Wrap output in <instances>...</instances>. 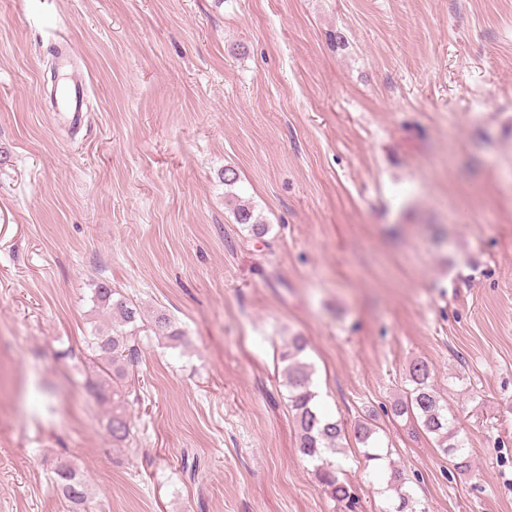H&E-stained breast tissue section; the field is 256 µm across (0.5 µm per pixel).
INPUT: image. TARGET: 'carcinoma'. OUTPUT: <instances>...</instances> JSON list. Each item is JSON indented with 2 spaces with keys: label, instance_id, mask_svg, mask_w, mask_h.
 <instances>
[{
  "label": "carcinoma",
  "instance_id": "obj_1",
  "mask_svg": "<svg viewBox=\"0 0 512 512\" xmlns=\"http://www.w3.org/2000/svg\"><path fill=\"white\" fill-rule=\"evenodd\" d=\"M235 219L237 223L249 226L256 237H262L268 232L267 225L258 223L253 210L246 205L237 207ZM93 302L110 318L111 328L106 331L96 330L87 341V348L98 362L97 376L88 382V387L97 398L112 402V416L108 423L112 442L123 445L131 439V426L126 414L129 386L123 385V380L127 377L126 365L134 361L138 352L136 336L147 329L174 340L179 338V333L169 330V320L162 314L154 316L147 324L138 323V309L105 283L93 289ZM304 350L302 337L294 336L288 340V346L281 356L282 361L286 362L289 401L299 430V451L316 463L325 492L351 508L356 504V499L350 485L339 477L340 464L331 459V455L337 452L336 442L344 434V427L338 421L322 419L313 407L310 368L300 359ZM409 376L414 388L410 398L394 404L395 415L407 414L414 417L425 432L438 437L440 450L452 458L457 470H470L469 454L462 436L464 428L455 418L448 417L447 406L440 403V397L430 384L427 364L422 361L413 363L409 368ZM373 434V429L367 423L358 425L356 429L358 441L369 449L367 457L378 460L380 454L373 452ZM54 474L55 483L69 504L70 512H87L90 498L88 485L73 465L61 460L57 462ZM405 483L406 478L401 472L390 473L388 485L397 490V503L392 512H417L412 497L402 492Z\"/></svg>",
  "mask_w": 512,
  "mask_h": 512
}]
</instances>
